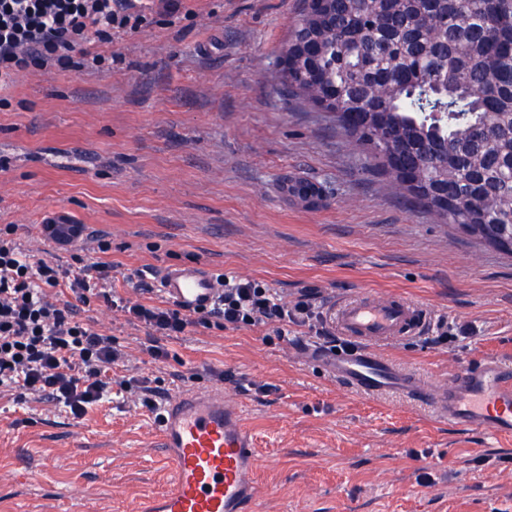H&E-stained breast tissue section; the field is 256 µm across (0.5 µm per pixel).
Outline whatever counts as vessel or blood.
Listing matches in <instances>:
<instances>
[{
    "label": "vessel or blood",
    "instance_id": "vessel-or-blood-1",
    "mask_svg": "<svg viewBox=\"0 0 512 512\" xmlns=\"http://www.w3.org/2000/svg\"><path fill=\"white\" fill-rule=\"evenodd\" d=\"M159 288L167 300L192 313L211 306L221 285L204 266L177 265L164 270ZM335 321L353 346L320 350L318 358L355 392H396L430 403L445 421L492 436L512 434V369L487 360L433 387L377 352L379 344L419 333L426 325L422 307L366 297L340 304ZM156 425L173 473L166 488L141 501L136 512H254L260 493L255 440L241 410L225 401L222 391H180L162 403Z\"/></svg>",
    "mask_w": 512,
    "mask_h": 512
}]
</instances>
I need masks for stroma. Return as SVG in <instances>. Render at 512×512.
<instances>
[{
  "instance_id": "1",
  "label": "stroma",
  "mask_w": 512,
  "mask_h": 512,
  "mask_svg": "<svg viewBox=\"0 0 512 512\" xmlns=\"http://www.w3.org/2000/svg\"><path fill=\"white\" fill-rule=\"evenodd\" d=\"M304 0H181L114 36L100 69H33L0 88V226L71 272L105 262L115 295L166 306L156 280L201 264L257 280L314 316L201 326L147 349L145 328L101 300L53 303L112 336L127 392L76 418L47 396L0 389V512H132L170 477L153 414L189 387L223 391L257 448L258 512H512V436L440 421L395 393L359 394L314 358L337 299L401 296L418 336L379 345L441 385L487 358L512 368V257L408 208L376 160L326 112L287 96L274 68ZM303 179L318 202L289 194ZM69 213L68 250L43 239ZM448 338L435 342L438 325Z\"/></svg>"
}]
</instances>
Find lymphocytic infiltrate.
<instances>
[{"mask_svg":"<svg viewBox=\"0 0 512 512\" xmlns=\"http://www.w3.org/2000/svg\"><path fill=\"white\" fill-rule=\"evenodd\" d=\"M142 0H0V86L33 68L65 69L83 58L102 66L98 47L117 31L136 30L147 20ZM0 228V387L55 398L73 416L103 399L112 383L110 368L120 354L111 336L78 319L72 308L47 298L49 289H69L80 301L109 298L112 267L99 263L71 275L59 264L32 260ZM217 304L193 314L118 300L117 308L141 323L150 342L197 325L219 328L272 325L277 335L312 319V297L294 304L256 280L221 274Z\"/></svg>","mask_w":512,"mask_h":512,"instance_id":"lymphocytic-infiltrate-1","label":"lymphocytic infiltrate"}]
</instances>
